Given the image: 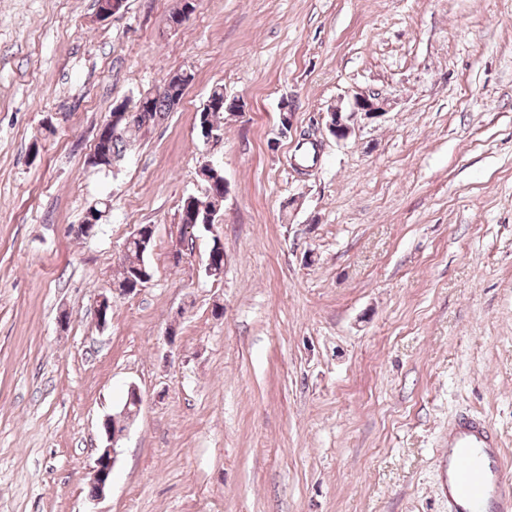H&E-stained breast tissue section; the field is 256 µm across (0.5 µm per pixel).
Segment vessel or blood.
<instances>
[{"label": "vessel or blood", "instance_id": "b4317fda", "mask_svg": "<svg viewBox=\"0 0 512 512\" xmlns=\"http://www.w3.org/2000/svg\"><path fill=\"white\" fill-rule=\"evenodd\" d=\"M448 512H512V470L486 418L461 415L448 425Z\"/></svg>", "mask_w": 512, "mask_h": 512}]
</instances>
